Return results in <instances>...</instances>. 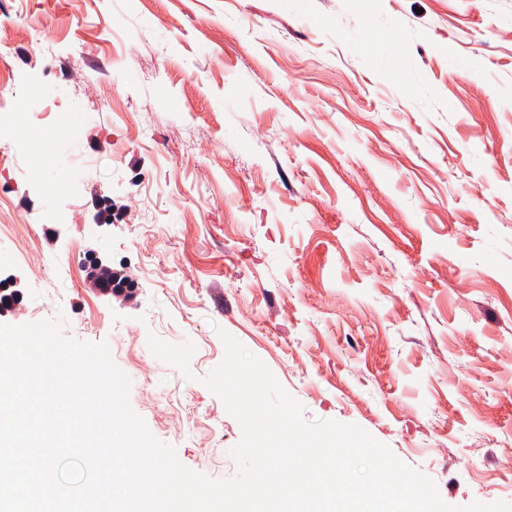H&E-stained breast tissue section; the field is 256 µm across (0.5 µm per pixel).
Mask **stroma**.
<instances>
[{"label": "stroma", "instance_id": "stroma-1", "mask_svg": "<svg viewBox=\"0 0 512 512\" xmlns=\"http://www.w3.org/2000/svg\"><path fill=\"white\" fill-rule=\"evenodd\" d=\"M20 14L0 280L25 298L1 321L108 343L210 478L242 437L201 382L225 331L445 503L512 502V0H0ZM92 250L131 295L93 287ZM152 335L195 345L191 376Z\"/></svg>", "mask_w": 512, "mask_h": 512}]
</instances>
